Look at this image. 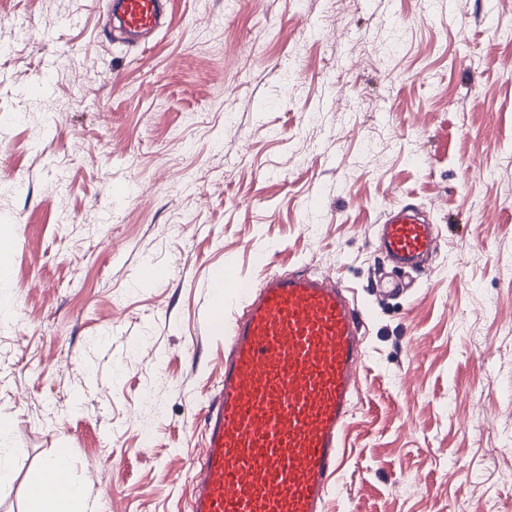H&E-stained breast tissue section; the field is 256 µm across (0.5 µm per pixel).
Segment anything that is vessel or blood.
<instances>
[{
  "mask_svg": "<svg viewBox=\"0 0 512 512\" xmlns=\"http://www.w3.org/2000/svg\"><path fill=\"white\" fill-rule=\"evenodd\" d=\"M169 0H107L127 43L147 48L169 26ZM375 234L384 260L422 272L440 236L409 203L387 207ZM217 294L210 333L224 339L220 378L201 420L186 512H327L367 358L370 304L334 277L296 269Z\"/></svg>",
  "mask_w": 512,
  "mask_h": 512,
  "instance_id": "obj_1",
  "label": "vessel or blood"
}]
</instances>
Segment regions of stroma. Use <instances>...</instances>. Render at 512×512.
Instances as JSON below:
<instances>
[{
  "label": "stroma",
  "mask_w": 512,
  "mask_h": 512,
  "mask_svg": "<svg viewBox=\"0 0 512 512\" xmlns=\"http://www.w3.org/2000/svg\"><path fill=\"white\" fill-rule=\"evenodd\" d=\"M171 12L141 50L97 0H0V417L20 450L0 512H28L58 448L96 512H183L224 359L217 274L305 268L366 298L398 202L441 247L409 297L372 303L331 506L512 512V0ZM44 79L58 111L28 94Z\"/></svg>",
  "instance_id": "35a3bbf8"
}]
</instances>
